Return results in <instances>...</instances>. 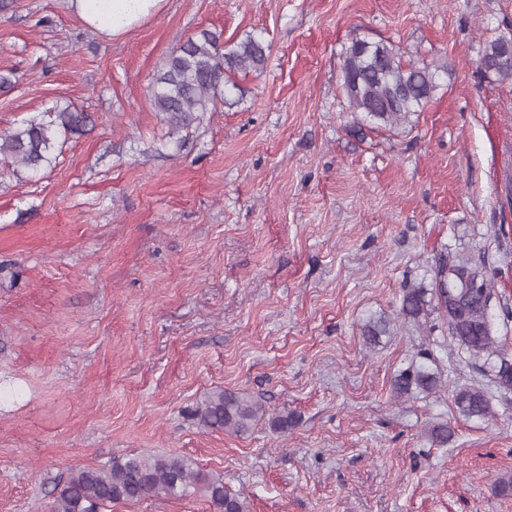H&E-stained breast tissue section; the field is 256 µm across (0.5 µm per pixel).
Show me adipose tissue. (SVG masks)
I'll use <instances>...</instances> for the list:
<instances>
[{
  "label": "adipose tissue",
  "instance_id": "obj_1",
  "mask_svg": "<svg viewBox=\"0 0 512 512\" xmlns=\"http://www.w3.org/2000/svg\"><path fill=\"white\" fill-rule=\"evenodd\" d=\"M88 27L115 38L157 14L165 0H67Z\"/></svg>",
  "mask_w": 512,
  "mask_h": 512
}]
</instances>
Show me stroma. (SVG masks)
Segmentation results:
<instances>
[{
	"label": "stroma",
	"mask_w": 512,
	"mask_h": 512,
	"mask_svg": "<svg viewBox=\"0 0 512 512\" xmlns=\"http://www.w3.org/2000/svg\"><path fill=\"white\" fill-rule=\"evenodd\" d=\"M250 33L261 70L174 129L150 89L201 31ZM512 0H165L123 36L66 0H0V133L55 106L88 112L33 176L0 166V512H46L55 479L175 452L248 512H512V392L460 416L482 377L437 312L398 318L439 257L485 252L512 354V81L478 65ZM436 69L421 112L385 126L342 89L352 39ZM394 318L367 345L363 325ZM441 374L396 397L408 363ZM263 398L244 434L191 412L212 390ZM293 415L288 430L272 417ZM447 424V444L429 430ZM112 512H212L204 495ZM494 397L486 388L470 385L458 388L453 400L459 415L468 419L487 420L494 416Z\"/></svg>",
	"instance_id": "1"
}]
</instances>
